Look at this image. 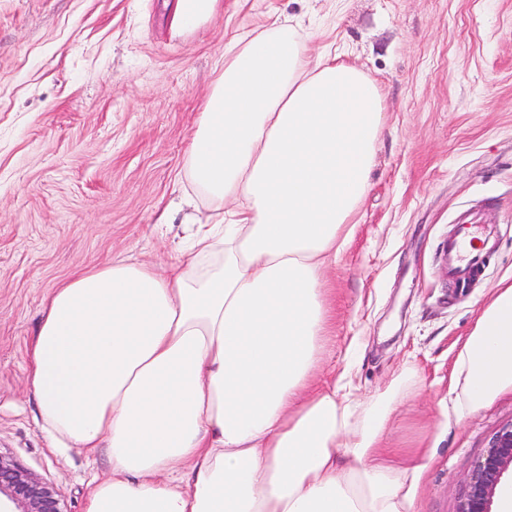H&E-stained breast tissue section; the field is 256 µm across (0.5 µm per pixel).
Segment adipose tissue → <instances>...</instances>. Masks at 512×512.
<instances>
[{"label": "adipose tissue", "instance_id": "1", "mask_svg": "<svg viewBox=\"0 0 512 512\" xmlns=\"http://www.w3.org/2000/svg\"><path fill=\"white\" fill-rule=\"evenodd\" d=\"M226 55L189 154L220 220L197 221L163 271L116 260L53 291L33 348L39 416L58 445L107 458L85 512H417L425 456L396 469L382 455L395 396L362 405L311 377L379 91L285 35ZM510 385L512 284L457 355V416Z\"/></svg>", "mask_w": 512, "mask_h": 512}]
</instances>
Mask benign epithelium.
Returning <instances> with one entry per match:
<instances>
[{"instance_id": "1", "label": "benign epithelium", "mask_w": 512, "mask_h": 512, "mask_svg": "<svg viewBox=\"0 0 512 512\" xmlns=\"http://www.w3.org/2000/svg\"><path fill=\"white\" fill-rule=\"evenodd\" d=\"M512 471V424L500 429L486 452L466 476L458 512H493L496 489ZM15 503L18 512H61L55 492L36 474L0 455V496Z\"/></svg>"}]
</instances>
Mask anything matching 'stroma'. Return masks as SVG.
I'll return each mask as SVG.
<instances>
[{"label": "stroma", "instance_id": "35a3bbf8", "mask_svg": "<svg viewBox=\"0 0 512 512\" xmlns=\"http://www.w3.org/2000/svg\"><path fill=\"white\" fill-rule=\"evenodd\" d=\"M0 0V454L84 512L104 457L57 448L37 417L30 345L75 270L170 262L209 203L188 173L206 99L237 32L289 29L377 86L384 121L364 198L323 276L314 371L350 397L404 394L387 455L430 458L418 512H457L460 484L502 427L512 386L464 418L454 364L481 308L512 281V0ZM482 224L468 286L439 273L461 216Z\"/></svg>", "mask_w": 512, "mask_h": 512}]
</instances>
